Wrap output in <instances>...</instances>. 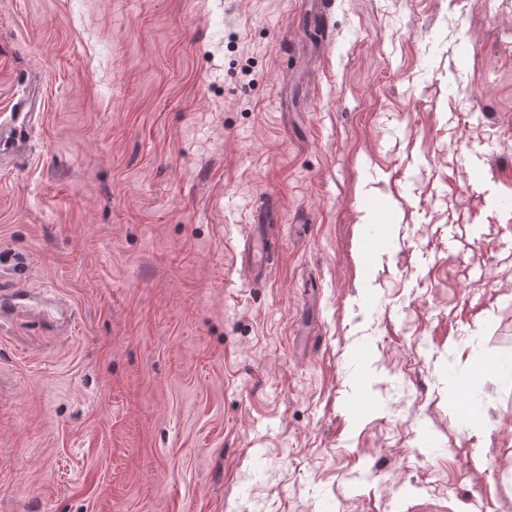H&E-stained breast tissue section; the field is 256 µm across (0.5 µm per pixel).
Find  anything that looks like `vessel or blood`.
I'll return each mask as SVG.
<instances>
[{
    "instance_id": "vessel-or-blood-1",
    "label": "vessel or blood",
    "mask_w": 512,
    "mask_h": 512,
    "mask_svg": "<svg viewBox=\"0 0 512 512\" xmlns=\"http://www.w3.org/2000/svg\"><path fill=\"white\" fill-rule=\"evenodd\" d=\"M40 100L37 94L26 93L16 98L9 119L0 125V154L14 155L26 147L29 126ZM464 186L473 198L479 200L485 219L480 224H466L452 219L437 227V238L448 245L449 251L457 253L463 259L464 278L470 286L466 305L475 309L482 303V289L490 280L488 268L471 259L470 254L483 242H492L497 254L503 260L512 259V232L507 225L512 222V196L492 191L487 175L486 154L480 150H470ZM371 223L381 226L382 231L370 235L360 247V259L367 263L376 260L388 248L387 231L399 221L394 201L381 189L372 188L361 201ZM276 199H268L255 208L252 214L250 234L245 240L242 252L253 270L252 282L260 286L271 277L275 265V246L269 231L270 214L277 210ZM40 302L28 290L14 288L0 295V316L33 315L44 316Z\"/></svg>"
}]
</instances>
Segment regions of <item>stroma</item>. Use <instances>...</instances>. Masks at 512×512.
I'll return each instance as SVG.
<instances>
[{
    "mask_svg": "<svg viewBox=\"0 0 512 512\" xmlns=\"http://www.w3.org/2000/svg\"><path fill=\"white\" fill-rule=\"evenodd\" d=\"M325 16L326 42L303 0H0V118L31 87L45 100L0 159V257L25 271L0 267V292L58 309L0 320V512H407L414 486L424 512H512V373L471 392L491 431L448 404L469 355L512 361V312L456 335L467 285L434 238L448 213L480 221L466 142L512 193V0ZM410 151L431 164L409 183ZM373 168L409 221L365 267ZM268 194L258 288L238 253Z\"/></svg>",
    "mask_w": 512,
    "mask_h": 512,
    "instance_id": "1",
    "label": "stroma"
}]
</instances>
